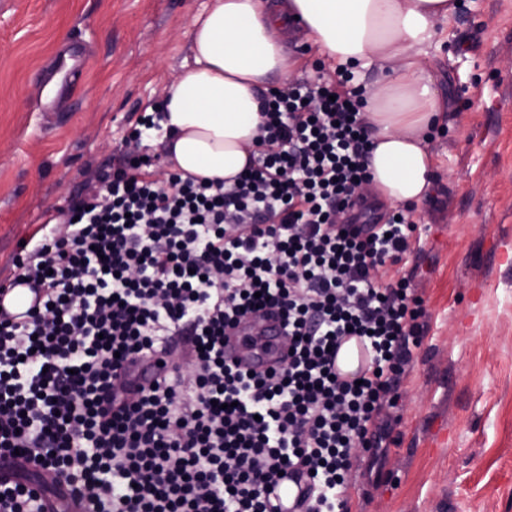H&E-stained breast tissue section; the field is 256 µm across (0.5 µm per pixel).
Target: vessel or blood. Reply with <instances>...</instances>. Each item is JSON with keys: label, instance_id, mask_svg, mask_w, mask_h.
<instances>
[{"label": "vessel or blood", "instance_id": "b4317fda", "mask_svg": "<svg viewBox=\"0 0 512 512\" xmlns=\"http://www.w3.org/2000/svg\"><path fill=\"white\" fill-rule=\"evenodd\" d=\"M284 329L279 318L273 317L264 322L243 320L238 329L233 330L225 347L226 359L242 357L255 371H263L281 365L288 353V342L283 336ZM358 366H366L369 352L362 339L344 336L336 343L334 369L342 371L349 361ZM303 486L293 474H286L277 488L280 512H294Z\"/></svg>", "mask_w": 512, "mask_h": 512}]
</instances>
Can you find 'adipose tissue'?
<instances>
[{
  "instance_id": "obj_1",
  "label": "adipose tissue",
  "mask_w": 512,
  "mask_h": 512,
  "mask_svg": "<svg viewBox=\"0 0 512 512\" xmlns=\"http://www.w3.org/2000/svg\"><path fill=\"white\" fill-rule=\"evenodd\" d=\"M457 7L458 0H210L189 24L191 60L163 100L167 162L210 180L248 166L262 122L260 86L300 66L280 40L298 24L333 70L379 71L364 87L369 193L391 204L422 203L434 164L427 132L445 118L424 55Z\"/></svg>"
}]
</instances>
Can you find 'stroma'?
<instances>
[{"label": "stroma", "mask_w": 512, "mask_h": 512, "mask_svg": "<svg viewBox=\"0 0 512 512\" xmlns=\"http://www.w3.org/2000/svg\"><path fill=\"white\" fill-rule=\"evenodd\" d=\"M207 4L0 0V281L162 103ZM72 39L83 57H68ZM427 59L448 112L430 139L433 191L411 215L425 337L380 475H351L350 512H512V0H459Z\"/></svg>", "instance_id": "1"}]
</instances>
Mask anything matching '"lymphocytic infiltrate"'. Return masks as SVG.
<instances>
[{
	"label": "lymphocytic infiltrate",
	"instance_id": "lymphocytic-infiltrate-1",
	"mask_svg": "<svg viewBox=\"0 0 512 512\" xmlns=\"http://www.w3.org/2000/svg\"><path fill=\"white\" fill-rule=\"evenodd\" d=\"M352 79L262 93L233 183L125 151L22 246L13 281L35 302L0 316V512H278L286 470L306 483L296 512H349L424 315L410 274L378 275L411 251L409 209L381 223L357 207L369 135ZM270 309L287 363H227V330ZM349 332L371 359L345 380ZM351 360H355L358 369L369 362V352L362 339L357 336H342L336 343L334 370L340 377L346 378L343 367Z\"/></svg>",
	"mask_w": 512,
	"mask_h": 512
}]
</instances>
